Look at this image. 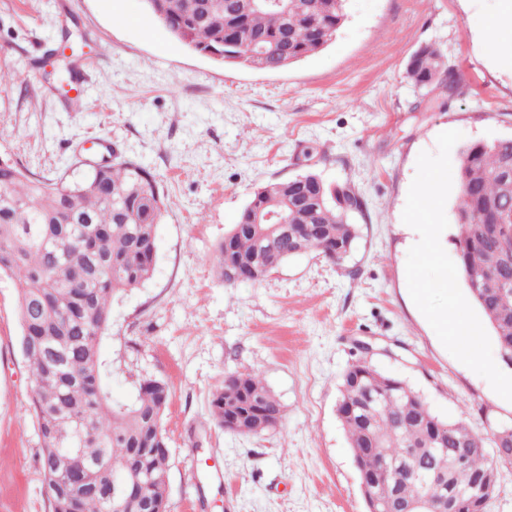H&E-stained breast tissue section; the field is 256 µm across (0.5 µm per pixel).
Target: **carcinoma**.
Segmentation results:
<instances>
[{
    "mask_svg": "<svg viewBox=\"0 0 512 512\" xmlns=\"http://www.w3.org/2000/svg\"><path fill=\"white\" fill-rule=\"evenodd\" d=\"M175 38L211 59L279 71L321 52L345 20L346 0H143ZM260 40L264 50L238 46ZM441 50L417 51L408 77L418 86L447 84ZM512 138L477 142L461 152L457 211L458 268L512 362ZM362 197L308 171L254 194L216 247L215 270L227 288L259 282L289 259L317 251L338 262L357 238L353 215ZM166 205L156 177L114 157L81 180L45 179L0 159V274L18 288L21 351L33 374L30 407L42 438L40 464L50 512H113L95 487L116 478L125 487L121 512H166L169 457L162 425L168 385L145 378L128 401L112 398L101 341L112 329V305L154 271L156 234ZM279 214L288 226L258 224ZM337 414L359 478L378 504L394 497L440 502L457 481L492 489L496 475L480 436L460 420L436 414L404 381L366 362L345 371ZM214 425L240 435L277 428L283 407L257 373L225 378L210 403ZM462 459L467 473L455 477ZM423 474L425 484L402 471ZM148 479L147 496L136 491Z\"/></svg>",
    "mask_w": 512,
    "mask_h": 512,
    "instance_id": "carcinoma-1",
    "label": "carcinoma"
}]
</instances>
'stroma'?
Instances as JSON below:
<instances>
[{
	"label": "stroma",
	"mask_w": 512,
	"mask_h": 512,
	"mask_svg": "<svg viewBox=\"0 0 512 512\" xmlns=\"http://www.w3.org/2000/svg\"><path fill=\"white\" fill-rule=\"evenodd\" d=\"M112 3L0 0V158L53 180L116 154L159 181L167 211L153 276L114 304L102 350L114 397L142 378L169 386L168 512H368L336 412L341 376L362 359L493 446L512 402L453 357L413 303L402 213L417 158L441 132L462 134L455 166L466 146L512 137V57L482 49L501 0H347L333 43L280 72L192 51L142 0H122L140 25L115 24ZM65 31L87 50L76 69L96 63L76 107L51 74ZM428 44L453 88L409 78ZM309 170L364 200L350 256L310 252L263 282L224 287L215 249L254 193ZM21 334L16 285L1 275L0 512H50ZM251 372L280 400L281 425L220 430L213 392Z\"/></svg>",
	"instance_id": "obj_1"
}]
</instances>
